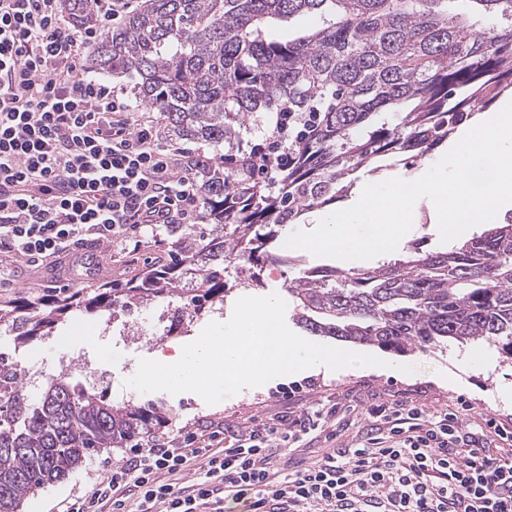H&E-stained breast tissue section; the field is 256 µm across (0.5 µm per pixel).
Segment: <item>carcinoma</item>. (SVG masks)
Returning <instances> with one entry per match:
<instances>
[{
  "instance_id": "carcinoma-1",
  "label": "carcinoma",
  "mask_w": 512,
  "mask_h": 512,
  "mask_svg": "<svg viewBox=\"0 0 512 512\" xmlns=\"http://www.w3.org/2000/svg\"><path fill=\"white\" fill-rule=\"evenodd\" d=\"M76 28L88 0H65ZM330 16L303 36H272L269 21ZM103 76L135 79L140 105L163 113L175 136L229 143L255 112L294 115L274 189L223 157L199 172L210 233L184 236L169 261L93 293L0 304L14 345L57 335L77 312L133 310L184 300V318L224 304V263L255 266L286 224L329 211L351 176L376 158L425 156L468 118L512 91V0H144L90 51ZM394 113V119L383 117ZM312 336L397 354L484 341L512 357V217L441 253L357 270L303 268L285 286ZM166 420L155 403L119 401L66 377L35 398L0 352V512Z\"/></svg>"
}]
</instances>
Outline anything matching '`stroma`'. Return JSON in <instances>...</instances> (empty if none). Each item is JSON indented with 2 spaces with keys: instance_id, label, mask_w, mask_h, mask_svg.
Instances as JSON below:
<instances>
[{
  "instance_id": "stroma-1",
  "label": "stroma",
  "mask_w": 512,
  "mask_h": 512,
  "mask_svg": "<svg viewBox=\"0 0 512 512\" xmlns=\"http://www.w3.org/2000/svg\"><path fill=\"white\" fill-rule=\"evenodd\" d=\"M451 147V141L447 140L427 157L409 159L407 164L381 171L377 175L359 172L357 184L362 187L392 178L416 180ZM173 241V236L164 232L159 242L145 244L139 252L120 257L115 255L113 244L102 243L99 269L91 276L73 271L49 274L45 270L18 263L9 282L0 285V302L20 295L31 298L47 296V287L51 284L76 292L93 290L105 282L128 281L137 277L147 264L166 260L173 249ZM291 255V263L266 264L254 271L248 281L232 272L225 274L228 292L224 298V308L185 322L167 341L137 346L123 340L107 342L95 330L96 325L103 322V315L78 314L54 340L19 351L13 347L8 327L0 325V352L12 354L19 363L36 365L48 372L63 369L65 377L72 381L85 380L84 363L93 361L105 374L99 382L100 390L109 392L115 384L125 383L136 374L140 359L152 358L159 350L198 338L210 322L228 321L231 316L229 307L239 298L283 294L286 283L300 267L322 262L321 257L302 249L292 250ZM68 349L72 350L73 355L67 365H60V356ZM376 355L399 365H410L413 371L406 374L342 368L315 372L296 381L290 379L245 388L215 405L206 404L192 392L175 395L163 391L143 393L133 388L129 396L136 404H161L167 413L165 429L169 432L186 425L201 429L218 419L223 420L225 427L231 428L285 419L301 410L323 412V428L305 436L298 447L288 449L286 459L292 467L302 461L321 459L336 448L366 445V432L376 423L372 410L383 402L404 401L436 413L454 411L459 400H466L472 405L465 418L466 429L473 433L480 432L482 417L486 414L503 422L512 421V359L505 357L495 346L479 341L462 348L450 346L402 355L380 349ZM289 389L293 390V397L283 398V391ZM124 455L125 450L121 447L94 455L68 478L27 497L23 512H51L53 506L77 485L102 476L104 457H111L113 464L118 465Z\"/></svg>"
}]
</instances>
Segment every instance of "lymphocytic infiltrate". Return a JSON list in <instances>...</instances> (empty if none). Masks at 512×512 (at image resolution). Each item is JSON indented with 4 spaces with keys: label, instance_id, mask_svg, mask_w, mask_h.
Segmentation results:
<instances>
[{
    "label": "lymphocytic infiltrate",
    "instance_id": "f902f5d3",
    "mask_svg": "<svg viewBox=\"0 0 512 512\" xmlns=\"http://www.w3.org/2000/svg\"><path fill=\"white\" fill-rule=\"evenodd\" d=\"M59 2L0 0V281L18 261L52 267L102 242L139 251L145 235L196 224L203 208L196 173L208 157L161 145L152 117L89 76L82 56L97 31L75 35ZM376 414L384 445L285 476L282 458L319 427V412L230 436L220 420L148 432L53 512H224L228 501L248 512H512V458L490 454L462 411L391 403ZM193 465L200 480L180 482Z\"/></svg>",
    "mask_w": 512,
    "mask_h": 512
}]
</instances>
